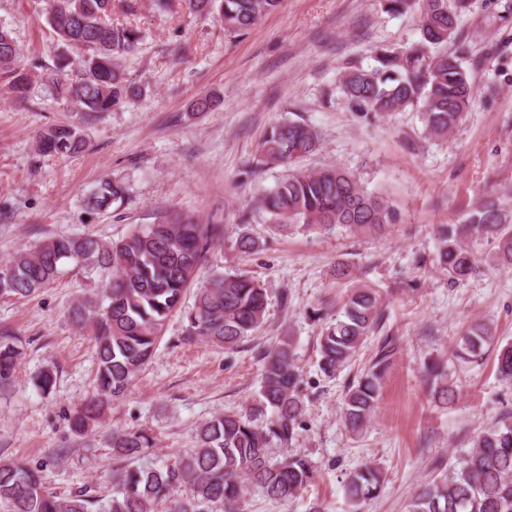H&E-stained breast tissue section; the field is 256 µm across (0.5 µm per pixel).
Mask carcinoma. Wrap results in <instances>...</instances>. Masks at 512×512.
Here are the masks:
<instances>
[{
	"label": "carcinoma",
	"instance_id": "carcinoma-1",
	"mask_svg": "<svg viewBox=\"0 0 512 512\" xmlns=\"http://www.w3.org/2000/svg\"><path fill=\"white\" fill-rule=\"evenodd\" d=\"M47 22L64 47L57 57V74L49 82L50 95L71 105L82 122L110 112L140 95L119 61L135 55L146 34L132 25L112 22V0H48ZM187 9L220 20L224 32L247 34L281 0H184ZM387 11L417 8L421 39L405 49H382L370 68L351 67L340 78V88L352 112L370 119L416 108L424 130L445 138L462 122L471 106L472 71L462 57L448 52L455 39L467 0H385ZM79 52L70 61L66 49ZM35 74L21 64L11 30L0 24V84L13 99L29 100ZM44 156L83 152L87 140L79 125H53L35 132ZM317 130L304 121L288 120L271 126L259 145L267 163L292 165L318 150ZM122 182L104 181L84 199L86 209L106 211L125 200ZM280 232L321 233L342 227L357 236L384 234L399 222V213L384 195L364 188L357 176L336 164L315 171L293 169L274 188L254 199ZM216 224H202L179 212L159 215L152 224L137 225L117 241L92 234L55 236L32 250L18 253L0 266V295L26 297L55 281L60 266L71 261L87 273L106 280L102 297L72 309V319L91 333L97 368L95 387L68 419L72 433L88 434L122 398L132 378L152 357L167 319L182 309L205 254L219 239ZM436 260L450 278L460 281L479 269L477 256L464 240L492 239L494 262L512 269V210L489 194L461 224H438ZM235 246L243 253L260 244L238 228ZM269 296L245 273H215L195 294L186 311V335L233 349L256 333L266 321ZM310 317L323 322L318 340L319 368L333 375L357 355L365 339L381 324L384 312L379 289L359 284L351 288L336 313L314 308ZM493 335L484 324L469 326L458 344L457 358H483ZM19 338L0 332V388L13 380L21 360ZM390 350L379 356L345 393L341 415L347 429L357 432L373 414L380 381ZM500 380L512 386V343L496 350ZM434 398L451 403L454 390L445 381L444 368L425 365ZM301 372L294 341L285 336L263 358L259 390L252 403L239 411L219 413L196 429L197 446L163 466L128 465L112 471V495L106 499L88 487L61 497L44 482L41 470L0 459V503L9 512H238L253 485L272 500H291L311 484L314 466L298 453L275 461L272 445L286 446L301 428L304 401ZM112 452L127 461L144 456L151 438L140 431L112 432ZM186 487L189 495L177 499L172 491ZM383 480L378 469L361 468L345 484L355 505L375 497ZM407 512H512V414L484 430L467 454L448 464L434 479L419 487Z\"/></svg>",
	"mask_w": 512,
	"mask_h": 512
}]
</instances>
